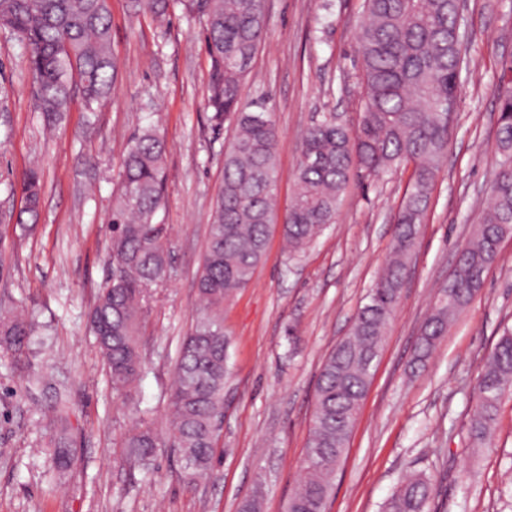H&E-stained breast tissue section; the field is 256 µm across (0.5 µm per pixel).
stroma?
<instances>
[{"label": "stroma", "instance_id": "stroma-1", "mask_svg": "<svg viewBox=\"0 0 512 512\" xmlns=\"http://www.w3.org/2000/svg\"><path fill=\"white\" fill-rule=\"evenodd\" d=\"M115 88L87 116L80 100L44 131L22 46L0 29V303L36 311L46 345L29 354L51 388L38 389L0 350V512H242L263 484L260 512H284L301 474L322 363L344 336L387 257L412 165L353 176L335 224L291 260L273 226L249 286L224 304L230 341L223 451L210 481L188 486L173 449L150 472L124 463L120 439L136 424L112 394L87 314L111 272L109 231L120 162L134 134L166 144L169 268L142 328L141 406L163 426L181 342L199 312L196 278L224 178L232 121L215 129L206 107L205 23L176 0L159 25L135 0H108ZM466 46L448 151L420 226L384 350L336 472L327 512H382L409 474L434 484L427 512H512V388L502 396L493 448L472 452L467 423L483 360L512 328V236L482 288L424 361L420 329L472 236L498 168V76L512 58V0H464ZM267 37L242 87L250 110L271 113L279 135L280 209L291 202L302 136L317 114L357 125L362 104L355 30L363 0H266ZM42 172L37 223H14L15 185ZM72 399L79 462L62 486L49 478L38 407L54 386Z\"/></svg>", "mask_w": 512, "mask_h": 512}]
</instances>
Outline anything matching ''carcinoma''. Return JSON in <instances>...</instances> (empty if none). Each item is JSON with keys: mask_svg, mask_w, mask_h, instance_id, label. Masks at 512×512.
Segmentation results:
<instances>
[{"mask_svg": "<svg viewBox=\"0 0 512 512\" xmlns=\"http://www.w3.org/2000/svg\"><path fill=\"white\" fill-rule=\"evenodd\" d=\"M173 0H138L156 20L169 17ZM205 17L204 46L211 68L208 108L214 127L234 117L224 154V179L208 227L197 278L201 315L183 339L175 367L165 428L135 408L139 425L121 442L123 459L147 470L156 448L178 453L187 483L214 474L215 424L224 416L229 340L224 301L246 287L265 254L276 208L278 131L267 112L242 106V81L266 36L264 0H189ZM356 40L361 64L363 113L354 129L322 112L306 129L294 193L281 230L291 259L301 256L335 222L338 202L353 169L370 176L409 162L410 188L396 216L391 256L349 332L321 367L302 474L287 512H325L350 434L369 389L372 368L385 341L419 228L445 156L458 105L464 29L452 0H365ZM0 27L24 46L38 107L52 127L68 111L73 85L84 108L95 112L111 94L117 75L107 0H0ZM497 145L502 160L473 236L441 289L438 306L421 328L422 360L447 333L496 261L501 240L512 234V60L505 63L497 96ZM164 140L151 128L135 135L121 162L119 188L109 219L112 273L89 314L112 393L135 395L144 370L139 327L153 289L167 277L168 226L155 217L165 204ZM41 175L28 170L21 183L22 215L39 219ZM22 217L18 222L26 221ZM41 334L38 316L22 307L0 308V349L30 367L26 351ZM512 387V329L504 331L483 362L477 404L469 421L471 447L493 445L498 406ZM45 447L59 480L75 459L77 430L65 391L40 408ZM432 484L422 473L403 481L383 512H426Z\"/></svg>", "mask_w": 512, "mask_h": 512, "instance_id": "carcinoma-1", "label": "carcinoma"}]
</instances>
